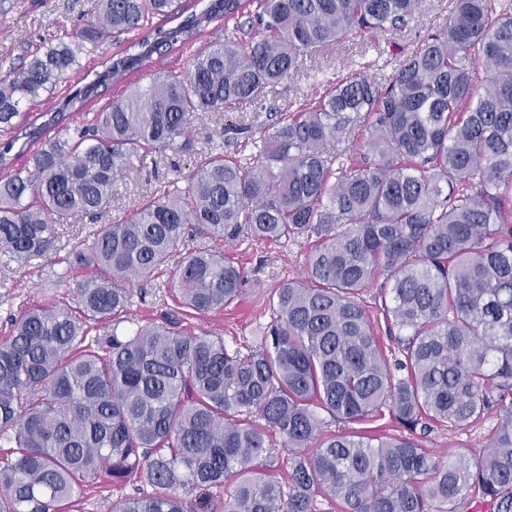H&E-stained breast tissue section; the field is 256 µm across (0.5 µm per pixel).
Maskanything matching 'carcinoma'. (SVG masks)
Masks as SVG:
<instances>
[{
    "instance_id": "carcinoma-1",
    "label": "carcinoma",
    "mask_w": 512,
    "mask_h": 512,
    "mask_svg": "<svg viewBox=\"0 0 512 512\" xmlns=\"http://www.w3.org/2000/svg\"><path fill=\"white\" fill-rule=\"evenodd\" d=\"M209 0L177 26L134 42L55 113L81 110L106 79L192 45L213 20L224 42L191 69L153 82L94 115L76 137L54 135L33 170L0 175V257L53 250L58 226L110 208L121 174L170 148H192L201 112L252 106L304 57L352 34L403 28L417 0ZM182 0H98L72 33L24 64L0 58V132L80 72L81 56ZM259 26L261 36L238 37ZM367 114L356 166L330 151ZM220 241L315 239L305 281L281 284L277 320L243 356L220 336H183L176 321L118 333L133 290L166 265L191 229ZM96 274L26 309L0 343V512H61L107 476L153 488L111 512H458L470 492L512 512V7L452 0L448 21L403 56L389 83L352 73L272 127L251 166L212 148L184 190L98 224L72 251ZM378 274L403 358L391 360L360 302ZM244 272L216 249L187 255L174 287L197 313L238 300ZM106 334H92L100 326ZM496 403L502 420L473 462H442L410 435L430 422L461 427ZM388 409L409 436H321V413L346 423ZM283 438L288 489L267 473L269 432ZM222 488L213 496L210 489Z\"/></svg>"
}]
</instances>
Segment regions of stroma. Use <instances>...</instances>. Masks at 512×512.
<instances>
[{
  "instance_id": "stroma-1",
  "label": "stroma",
  "mask_w": 512,
  "mask_h": 512,
  "mask_svg": "<svg viewBox=\"0 0 512 512\" xmlns=\"http://www.w3.org/2000/svg\"><path fill=\"white\" fill-rule=\"evenodd\" d=\"M96 0H5L0 6V57L29 58L37 48L56 41L81 23ZM451 0H418L408 23L387 34H353L308 57L294 74L277 86L267 89L260 104L229 112H205L194 121L190 136L192 152L169 151L159 155L154 164L121 175L112 191V204L102 222L115 221L140 206L147 195L166 183H185L200 153L223 145L225 152L236 154L248 162L258 154L271 127L281 114L296 109L306 100L321 94L327 82L339 80L354 72L376 78L391 75L398 53L416 50L448 18ZM132 37L124 34L100 45L83 57L79 74L61 84L56 97L74 93L94 80L106 68L110 58L130 53ZM193 55L185 50L173 51L149 66L128 72L121 80L102 87L99 97L90 101L84 111L71 113L67 125L78 133L90 124L94 113L106 110L113 101L129 90L146 87L153 74L183 71L190 67ZM92 219L76 215L62 226L55 249L45 258H36L25 267L0 264V342L11 330V319L21 307L45 302L52 292L57 274L69 273L71 281L85 278L82 270H69V252L75 242L91 229ZM312 247L310 240L299 238L276 245L240 240L226 246L227 256L242 267L247 275L238 303L224 311L198 315L183 311L169 286L170 273L162 271L144 286L143 294L134 296L132 313L135 322L146 325L159 321L162 314L174 315L177 328L185 334H213L223 337L228 349L248 354L259 346L273 320L270 301L283 282L299 279ZM360 300L376 328L386 350H397V338L390 335L382 309L390 302L385 276H378L361 294ZM500 423L498 407L470 425L458 428L432 425L419 434L418 440L427 452L443 461L475 459ZM149 486L140 483H115L102 478L88 484L66 512H109L113 502L129 496L150 494Z\"/></svg>"
}]
</instances>
